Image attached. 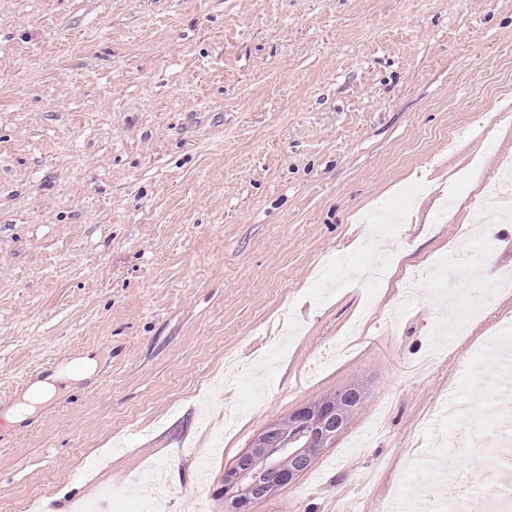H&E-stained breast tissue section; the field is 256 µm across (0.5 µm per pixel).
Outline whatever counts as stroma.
<instances>
[{
  "mask_svg": "<svg viewBox=\"0 0 512 512\" xmlns=\"http://www.w3.org/2000/svg\"><path fill=\"white\" fill-rule=\"evenodd\" d=\"M512 0H0V512H225L265 426L348 385L354 418L255 512H406L505 381ZM463 329L438 323L436 262ZM93 359L72 381L62 371Z\"/></svg>",
  "mask_w": 512,
  "mask_h": 512,
  "instance_id": "1",
  "label": "stroma"
}]
</instances>
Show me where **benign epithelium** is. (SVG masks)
Returning a JSON list of instances; mask_svg holds the SVG:
<instances>
[{"label":"benign epithelium","instance_id":"1","mask_svg":"<svg viewBox=\"0 0 512 512\" xmlns=\"http://www.w3.org/2000/svg\"><path fill=\"white\" fill-rule=\"evenodd\" d=\"M361 398L358 388H341L335 398L304 406L288 418L266 426L242 453L243 463L224 472V501L230 512H254L258 502L300 475V470L282 469L275 461L277 452L288 450V431L307 433L305 447L293 449V455L308 462L331 445L343 429L347 411Z\"/></svg>","mask_w":512,"mask_h":512}]
</instances>
